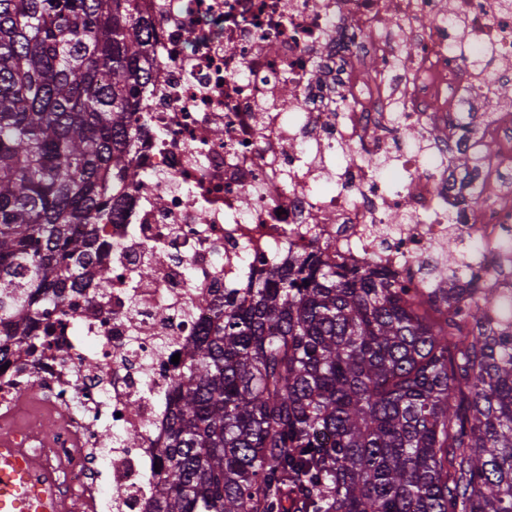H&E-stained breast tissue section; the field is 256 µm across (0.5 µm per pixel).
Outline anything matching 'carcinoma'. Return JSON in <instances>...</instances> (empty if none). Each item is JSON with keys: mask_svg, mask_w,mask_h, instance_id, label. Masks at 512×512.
Returning a JSON list of instances; mask_svg holds the SVG:
<instances>
[{"mask_svg": "<svg viewBox=\"0 0 512 512\" xmlns=\"http://www.w3.org/2000/svg\"><path fill=\"white\" fill-rule=\"evenodd\" d=\"M154 21L140 0H0V337L112 277L106 225L144 173L134 90ZM488 112L507 106L486 85ZM451 161L475 168L481 139ZM367 262L288 261L208 311L172 383L149 512H512V297Z\"/></svg>", "mask_w": 512, "mask_h": 512, "instance_id": "1", "label": "carcinoma"}]
</instances>
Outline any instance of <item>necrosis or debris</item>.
<instances>
[{"label":"necrosis or debris","mask_w":512,"mask_h":512,"mask_svg":"<svg viewBox=\"0 0 512 512\" xmlns=\"http://www.w3.org/2000/svg\"><path fill=\"white\" fill-rule=\"evenodd\" d=\"M156 22L142 90L145 174L108 225L110 281L74 292L35 351L0 353V442L38 461L59 512H148L175 354L204 321L195 288L246 287L322 249L428 288L449 238L512 293V111L467 180L448 115L479 97L459 43L512 63V0H141ZM387 60L368 69L370 59ZM293 94L282 99L285 80ZM223 130L220 139L214 130ZM398 153L392 185L375 160ZM162 195L155 205L154 195ZM150 279H137L142 265ZM164 308L165 323L155 320ZM141 433L107 448L101 430Z\"/></svg>","instance_id":"necrosis-or-debris-1"}]
</instances>
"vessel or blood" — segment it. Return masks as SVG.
Returning a JSON list of instances; mask_svg holds the SVG:
<instances>
[{"mask_svg":"<svg viewBox=\"0 0 512 512\" xmlns=\"http://www.w3.org/2000/svg\"><path fill=\"white\" fill-rule=\"evenodd\" d=\"M0 512H58L51 481L14 448L0 447Z\"/></svg>","mask_w":512,"mask_h":512,"instance_id":"b4317fda","label":"vessel or blood"}]
</instances>
